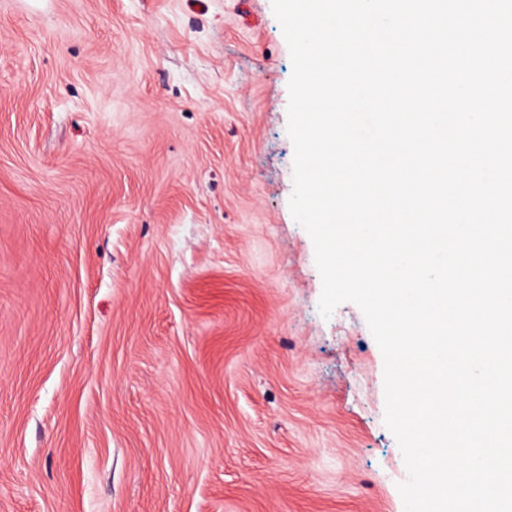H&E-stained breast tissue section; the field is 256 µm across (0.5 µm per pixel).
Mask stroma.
Here are the masks:
<instances>
[{"label": "stroma", "mask_w": 512, "mask_h": 512, "mask_svg": "<svg viewBox=\"0 0 512 512\" xmlns=\"http://www.w3.org/2000/svg\"><path fill=\"white\" fill-rule=\"evenodd\" d=\"M291 74L271 0H0V512H404Z\"/></svg>", "instance_id": "stroma-1"}]
</instances>
